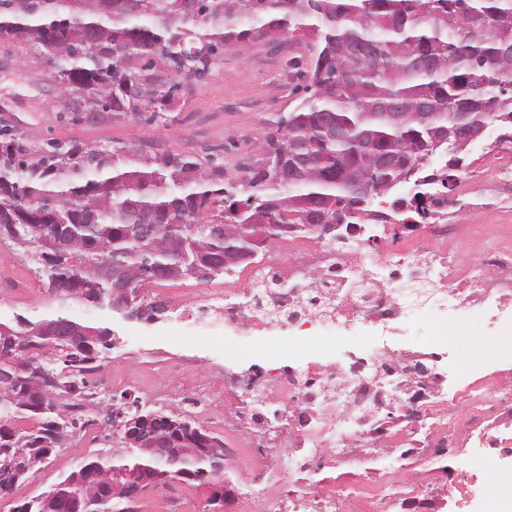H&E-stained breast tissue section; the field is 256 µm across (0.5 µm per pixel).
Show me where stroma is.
I'll use <instances>...</instances> for the list:
<instances>
[{
  "mask_svg": "<svg viewBox=\"0 0 512 512\" xmlns=\"http://www.w3.org/2000/svg\"><path fill=\"white\" fill-rule=\"evenodd\" d=\"M305 52L304 41L288 34L274 43L254 41L243 54L234 47H226L223 67L198 84L180 110L171 113L163 125H147L139 120L98 125L64 122L55 110L58 91L52 77L31 80L28 68L0 57V111L15 116L21 131L41 139L74 140L89 145L111 141L130 146L149 143L159 150L196 156L212 153L223 158L227 174L239 175L258 159L274 122L301 102L304 93L296 88L298 79L293 62ZM195 281V276L186 275L178 286L143 289V303L161 301L168 307L162 319L153 322L125 320L111 311H102L100 321L114 330L115 345L104 355L102 373L88 374L89 384L116 381V393L134 400L141 393L171 382L180 389H191L219 371L231 387L244 369L264 355L284 357L291 353L300 357L307 352L306 344L290 341L287 332L277 329L259 332L252 340L226 331L224 346L217 350L197 339L195 333L181 330L173 311L186 295L187 285ZM56 305L47 279L32 255L11 240L0 238V319L7 321L17 314L35 319ZM455 322L452 316H421L402 321L399 333L404 337L419 333L432 336L449 342L463 356H472L486 342L487 318L482 313L467 314L466 330L462 333L457 331ZM165 351L190 356L185 375L172 381L141 365L144 353ZM111 415V403H104L98 411L101 424ZM101 424L90 431L78 427L65 445L50 454L33 480L20 484L12 496L0 500V512H14L19 503L47 491L62 474L74 470L82 459L100 449ZM221 437L225 447L232 450L226 472L236 490L224 512H251V499L256 495L266 499L271 512H289L286 487L246 486L254 459L250 437L231 426L225 427ZM502 437L504 451L486 456L480 467H473L469 455L457 448L449 449L442 457V468L433 475L435 482L448 486L447 505L442 512H497L496 479L501 472L512 471V428L503 431ZM213 492L209 483L174 479L144 488L134 507L136 512H207Z\"/></svg>",
  "mask_w": 512,
  "mask_h": 512,
  "instance_id": "35a3bbf8",
  "label": "stroma"
}]
</instances>
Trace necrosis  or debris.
I'll use <instances>...</instances> for the list:
<instances>
[{
	"mask_svg": "<svg viewBox=\"0 0 512 512\" xmlns=\"http://www.w3.org/2000/svg\"><path fill=\"white\" fill-rule=\"evenodd\" d=\"M468 166L472 173L491 174L492 183L478 191L470 177H457L451 193H437L429 201L425 223L396 225L385 250H366L385 227L388 207L380 204L343 243L289 235L283 249L263 251L236 271L223 290H198L194 301L182 307L180 318L191 327L201 326L209 311L240 330L272 319L297 329L340 319L380 327L361 344L333 337L329 349L335 358L325 364L315 347L312 361L303 366H255L262 408L244 403L242 395H226L224 384L216 381L198 384L184 395V404L205 414L209 424L232 420L261 444L262 454L247 476L250 483L274 486L286 471L359 469L369 446L395 449L419 431L423 438L409 457L403 481L413 489L427 483L437 449L500 447L499 427L512 420V245L470 248L448 202L479 194L483 201L478 212L511 215L512 149L489 144ZM284 250L301 251V261L282 266ZM406 281L429 287L437 309L487 312L492 347L483 353V370L450 347L441 354L445 364L440 372L408 373V365L428 358L419 345L389 358L395 342L389 323L397 310L412 305L402 287ZM224 400L231 403V417L208 413V406ZM460 400L466 411L459 416L455 409ZM385 406L396 410L399 419L374 429L372 417ZM275 423L288 436L290 454L280 455L276 444L266 440ZM294 497L293 512H378L374 500L338 485L308 484L295 490Z\"/></svg>",
	"mask_w": 512,
	"mask_h": 512,
	"instance_id": "4bbe7bcc",
	"label": "necrosis or debris"
}]
</instances>
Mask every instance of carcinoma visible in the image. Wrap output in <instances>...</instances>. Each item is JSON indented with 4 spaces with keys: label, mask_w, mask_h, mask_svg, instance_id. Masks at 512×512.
Segmentation results:
<instances>
[{
    "label": "carcinoma",
    "mask_w": 512,
    "mask_h": 512,
    "mask_svg": "<svg viewBox=\"0 0 512 512\" xmlns=\"http://www.w3.org/2000/svg\"><path fill=\"white\" fill-rule=\"evenodd\" d=\"M295 31L309 57L298 79L307 97L276 122L259 164L224 174L218 158L141 146L37 143L0 117V237L34 244L48 290L61 307H108L147 316L134 290L168 279L174 265L213 276L211 264L257 253L251 234L283 238L309 224H357L396 185L413 179L427 153H448L442 186L467 150L458 118L512 128V0H0V40L23 46L61 89L57 112L74 124L137 118L167 123L193 87L224 64V47L245 48ZM293 151L282 156L285 138ZM371 184L372 194L358 191ZM428 195L397 200L425 219ZM218 209L233 224L223 238L201 233ZM135 224H159L143 242ZM120 262L118 278L97 275L99 258ZM77 255L81 278L68 264ZM131 288L127 300L118 290ZM62 315L0 321V498L36 477L76 422L56 398L78 396L82 364L112 347L113 330L74 322L68 338L39 329ZM152 421L154 437L187 448L177 460L112 438L76 470L14 512H132L133 498L108 484L153 473L162 480L224 486V442L172 411Z\"/></svg>",
    "instance_id": "1"
}]
</instances>
